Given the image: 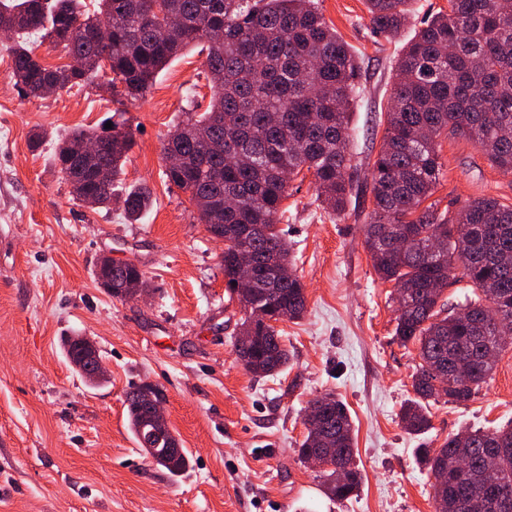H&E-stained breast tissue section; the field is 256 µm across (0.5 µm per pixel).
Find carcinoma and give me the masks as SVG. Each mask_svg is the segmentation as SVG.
<instances>
[{"instance_id": "obj_1", "label": "carcinoma", "mask_w": 512, "mask_h": 512, "mask_svg": "<svg viewBox=\"0 0 512 512\" xmlns=\"http://www.w3.org/2000/svg\"><path fill=\"white\" fill-rule=\"evenodd\" d=\"M0 0V21L15 37L9 47L11 77L39 97L53 84L81 88L101 77L99 57L110 52L112 72L125 83L122 94L138 99L158 74L192 47L206 53V76L214 90L208 109L178 123L175 147L184 158L169 182L189 194L202 224L224 226V277L243 311L270 309L288 319L306 312L305 286L290 260L288 244L276 229L263 238H239L235 224L280 223L290 180L306 170L314 178L325 210L342 213L361 170L352 163L350 120L361 94L349 46L325 21L314 0ZM412 0H366L369 24L381 36L404 29ZM78 21L87 29L111 30L102 44L66 35ZM63 47L87 68L49 66L37 57L31 36ZM451 130L482 148L492 164L512 174V9L499 0H448L421 23L396 61L392 103L383 144L370 173L373 209L365 246L379 276L394 283L395 335L418 346L412 375L415 397L399 418L410 434L431 425L428 405L441 398L464 404L491 377L499 354L512 345V206L493 197L477 198L456 212L421 208L443 176L438 138ZM112 133V149L79 159L74 147ZM133 144L123 125L100 131L76 129L58 148L54 162L77 200L92 209L110 208L112 189ZM123 213L141 220L152 206L149 188L126 191ZM237 251L260 265L274 260L286 275L270 274L253 284L234 285ZM461 262L476 294L455 310L442 296L449 271ZM248 345H234L244 368L268 376L288 363V348L277 331L262 329ZM441 357L470 365L465 383L448 380L437 388L433 366ZM320 418L307 423L298 455L329 441L348 481L324 471L327 494L347 500L359 489L352 422L346 406L331 395ZM128 429L136 443L149 430L146 410L132 388L126 394ZM145 450L172 476L190 459L182 448L168 455V440ZM503 483L512 488V427L464 430L438 448L417 456L431 484L434 512H512V493L486 494L477 481L492 445Z\"/></svg>"}]
</instances>
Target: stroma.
Listing matches in <instances>:
<instances>
[{
  "label": "stroma",
  "mask_w": 512,
  "mask_h": 512,
  "mask_svg": "<svg viewBox=\"0 0 512 512\" xmlns=\"http://www.w3.org/2000/svg\"><path fill=\"white\" fill-rule=\"evenodd\" d=\"M317 6L359 65L364 96L351 148L366 172L383 143L399 51L448 0H414L411 27L389 39L369 28L365 0ZM8 48L0 41V512H433L416 448L440 447L466 427L512 425L509 347L471 401L431 404L424 434L402 428L418 349L397 340L394 285L364 247L373 208L366 183L336 215L318 206L309 173L290 182L279 229L307 312L279 325L287 368L253 377L233 346L244 313L226 286L224 244L164 175L167 134L213 95L204 54L184 52L145 98L119 103L94 85L26 95L9 78ZM109 117L134 145L111 210L97 211L73 198L53 155L74 129ZM439 150L444 177L431 197L439 210L480 197L512 205V175L471 140L443 136ZM140 184L153 204L131 224L119 197ZM107 254L139 266L147 295L124 300L99 287L96 265ZM74 333L95 342L107 382L90 385L68 365L62 340ZM145 381L162 390L191 454L180 476L152 465L127 429L125 396ZM324 393L341 399L353 422L362 484L344 501L329 499L320 471L298 458L306 409Z\"/></svg>",
  "instance_id": "1"
}]
</instances>
